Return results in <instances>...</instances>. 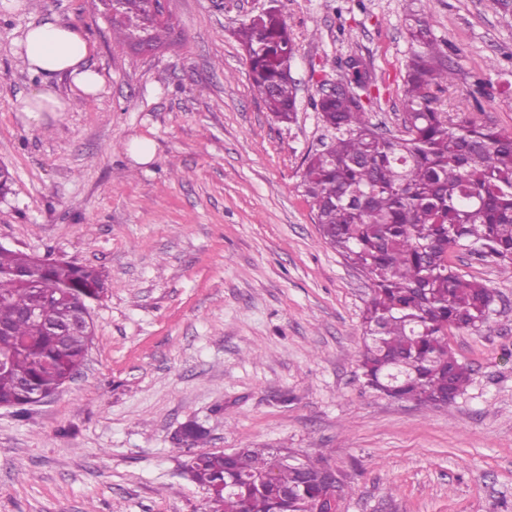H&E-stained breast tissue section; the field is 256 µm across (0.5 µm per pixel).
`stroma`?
<instances>
[{
	"label": "stroma",
	"instance_id": "obj_1",
	"mask_svg": "<svg viewBox=\"0 0 512 512\" xmlns=\"http://www.w3.org/2000/svg\"><path fill=\"white\" fill-rule=\"evenodd\" d=\"M273 5L295 44L290 123L254 96L235 36ZM411 8L456 73L438 109L512 132V24L491 0H170L172 41L150 55L113 40L93 0H43L104 82L89 102L57 79L69 107L40 127L15 112L37 84L12 51L28 13L0 10V244L107 284L81 372L0 407V512H211L173 443L189 422L207 452L322 460L347 485L342 512H512V277L454 249L496 296L484 324L450 333L472 380L447 408L389 397L358 362L370 286L322 243L300 185L328 139L310 98L348 56L373 80L367 120L400 133Z\"/></svg>",
	"mask_w": 512,
	"mask_h": 512
}]
</instances>
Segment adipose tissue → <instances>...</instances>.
<instances>
[{"label": "adipose tissue", "instance_id": "ef3b65f1", "mask_svg": "<svg viewBox=\"0 0 512 512\" xmlns=\"http://www.w3.org/2000/svg\"><path fill=\"white\" fill-rule=\"evenodd\" d=\"M13 44L23 66L41 78L40 86L16 107L26 124L41 126L46 113L67 110L68 102L58 93L54 78H67L88 99L100 91L103 80L88 63L91 46L86 36L75 27L60 23L55 15L33 14Z\"/></svg>", "mask_w": 512, "mask_h": 512}]
</instances>
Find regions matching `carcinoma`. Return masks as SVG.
<instances>
[{
    "label": "carcinoma",
    "mask_w": 512,
    "mask_h": 512,
    "mask_svg": "<svg viewBox=\"0 0 512 512\" xmlns=\"http://www.w3.org/2000/svg\"><path fill=\"white\" fill-rule=\"evenodd\" d=\"M119 42L164 43L168 23L151 0H103ZM416 48L407 64L404 125L385 136L352 95L319 93L313 107L331 142L307 157L302 185L322 240L371 282L363 316L369 342L360 366L366 383L396 399L446 407L464 390L470 369L448 342V328L484 323L495 303L482 282L460 274L450 250L478 243L512 276V134L491 123L448 119L432 90L453 85L454 70L429 20L408 14ZM254 94L281 122L296 112L290 75L294 43L276 9L251 17L237 32ZM105 283L92 266H74L0 247V405L21 407L56 393L86 361L91 329L77 325ZM40 304L43 316L28 309ZM205 431L185 425L177 444L199 446ZM327 465L286 448L198 453L191 479L224 491L215 512H307L313 502L344 499L345 485Z\"/></svg>",
    "instance_id": "1"
}]
</instances>
